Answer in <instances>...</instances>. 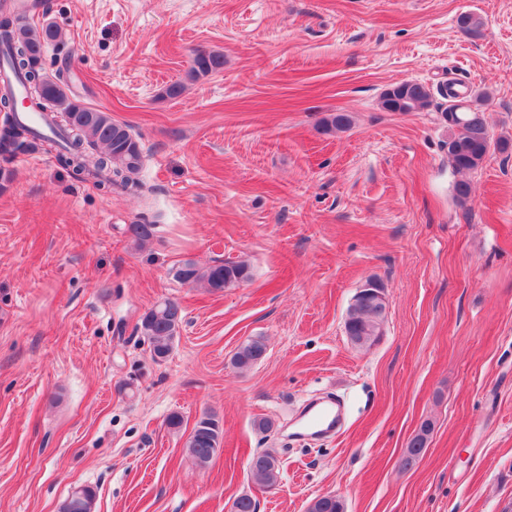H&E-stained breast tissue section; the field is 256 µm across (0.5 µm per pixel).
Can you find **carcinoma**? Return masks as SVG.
I'll return each mask as SVG.
<instances>
[{
  "instance_id": "obj_1",
  "label": "carcinoma",
  "mask_w": 512,
  "mask_h": 512,
  "mask_svg": "<svg viewBox=\"0 0 512 512\" xmlns=\"http://www.w3.org/2000/svg\"><path fill=\"white\" fill-rule=\"evenodd\" d=\"M61 38L59 30L24 23L8 0H0V69L9 72L0 85V112H5L0 126V158L9 161L19 154L35 149L34 141L45 143L55 153L57 161L85 174L110 192L135 195L143 184L137 178L143 165V152L130 128L99 110L89 108L72 99L58 79L47 76L41 62L46 47ZM224 67V55L216 51L199 50L193 57L189 77L197 80ZM20 84L31 95V105L40 111L52 106L64 114V122L50 117L51 134L39 133L21 120L12 107L14 84ZM487 93L467 95L454 104H448V85L442 83L431 89L416 81L395 84L381 95V107L387 112H418L439 101V109L450 132L445 142L448 162L459 174L478 169L487 159L493 145L490 127L482 108ZM352 118L338 112L325 124L327 133L347 130ZM130 239L141 245L153 237L154 225L131 224L127 228ZM173 278L181 284L201 283L211 293H221L251 278L250 266L243 261H222L200 267L185 261L173 269ZM377 294L354 298L344 321L345 333L359 338V346L373 345L383 334L387 316L384 288L373 283ZM184 313L179 302L166 298L156 302L139 319L137 332L148 343L150 354L163 361L171 354L179 335ZM266 355V344L260 338L241 343L231 358L238 371L254 368ZM432 431L431 423L421 424L402 459L406 468L412 466L426 448ZM223 433L215 416L206 414L195 424L185 442V451L193 463L206 468L221 450ZM251 481L260 489L275 488L280 478V460L272 452L252 457L248 464ZM95 492L82 488L79 506L69 509L62 503L60 512H93ZM307 512H345L343 500L332 494L312 499Z\"/></svg>"
}]
</instances>
